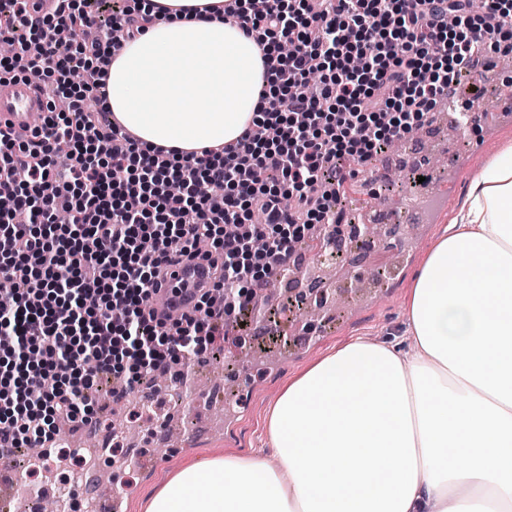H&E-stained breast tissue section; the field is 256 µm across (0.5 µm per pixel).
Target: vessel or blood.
<instances>
[{
    "instance_id": "vessel-or-blood-1",
    "label": "vessel or blood",
    "mask_w": 512,
    "mask_h": 512,
    "mask_svg": "<svg viewBox=\"0 0 512 512\" xmlns=\"http://www.w3.org/2000/svg\"><path fill=\"white\" fill-rule=\"evenodd\" d=\"M46 103L42 84L30 79L0 82V121L16 132L32 133L37 120L45 114ZM209 285L206 262H186L168 269L159 294L165 301V310L188 314Z\"/></svg>"
}]
</instances>
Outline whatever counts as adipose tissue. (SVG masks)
I'll use <instances>...</instances> for the list:
<instances>
[{
	"instance_id": "obj_1",
	"label": "adipose tissue",
	"mask_w": 512,
	"mask_h": 512,
	"mask_svg": "<svg viewBox=\"0 0 512 512\" xmlns=\"http://www.w3.org/2000/svg\"><path fill=\"white\" fill-rule=\"evenodd\" d=\"M150 2L161 19L115 51L105 107L147 146L236 142L266 85L253 36L224 0ZM408 319V351L357 338L282 391L276 463L203 460L146 512H512V145L423 261Z\"/></svg>"
}]
</instances>
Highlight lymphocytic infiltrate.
<instances>
[{
	"mask_svg": "<svg viewBox=\"0 0 512 512\" xmlns=\"http://www.w3.org/2000/svg\"><path fill=\"white\" fill-rule=\"evenodd\" d=\"M0 0V72L49 92L31 135L0 127V448H52L60 421L92 413L100 376L144 374L218 342L214 317L247 307L318 224L338 223L350 163L418 129L463 69L512 56V5L482 0H234L268 83L253 127L233 144L183 156L141 146L99 104L110 29L156 23L149 0L102 15L68 0L36 20ZM292 54L281 51L284 42ZM91 76L58 111L74 68ZM221 191L211 203L201 188ZM71 221H56L59 204ZM207 241L199 252V241ZM205 255L212 286L171 327L145 301L168 267Z\"/></svg>",
	"mask_w": 512,
	"mask_h": 512,
	"instance_id": "lymphocytic-infiltrate-1",
	"label": "lymphocytic infiltrate"
}]
</instances>
